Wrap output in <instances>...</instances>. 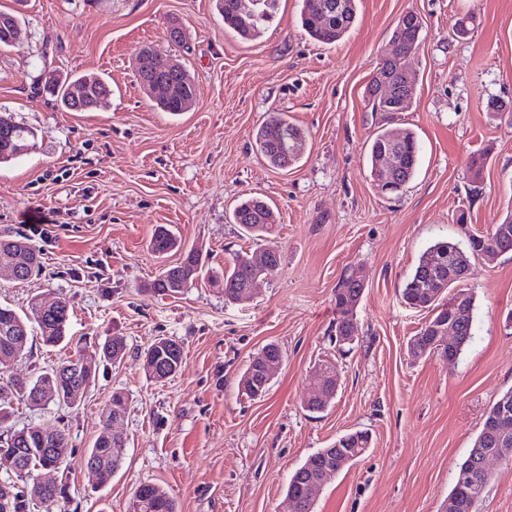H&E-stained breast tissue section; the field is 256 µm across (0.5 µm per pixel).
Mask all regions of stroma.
I'll use <instances>...</instances> for the list:
<instances>
[{
    "mask_svg": "<svg viewBox=\"0 0 512 512\" xmlns=\"http://www.w3.org/2000/svg\"><path fill=\"white\" fill-rule=\"evenodd\" d=\"M11 7L21 32L0 51V117L37 128L38 138L0 165V237L28 238L44 266L28 281L0 279V305L22 311L38 294L70 304L68 345L30 338L13 374L94 355L114 336L127 343L79 407L15 405L16 424L65 430L72 448L65 496L35 512H127L143 483L163 486L178 512H286L293 468L355 430L371 445L323 488L315 512H442L485 413L512 388V254L474 261L464 283L475 296L473 336L454 362L409 353L428 314L400 293L431 243L464 241L512 209V111L488 107L512 104V0H356L355 22L333 46L305 33L299 0H279L254 41L225 29L213 0H0ZM409 11L424 22L408 60L418 90L389 128L415 132L421 162L402 192L385 196L370 176L378 117L366 88ZM465 15L475 18L471 33L449 38ZM173 24L181 43L167 39ZM147 46L193 77L198 94L187 112L161 111L140 88ZM82 73L104 75L111 97L90 112L62 111L56 83ZM276 112L308 136L303 159L286 170L254 147L258 126ZM479 153L487 164L475 196L467 162ZM250 196L277 212L259 241L231 222ZM461 205L466 226L453 221ZM160 226L181 242L163 259L150 248ZM259 247L281 263L250 302L227 303L204 279L174 296L144 290L183 251L199 249L219 268ZM352 270L365 280L359 341L341 357L330 342L334 293ZM157 336L179 342L185 356L160 384L143 370ZM271 342L283 361L267 394L241 397L248 360ZM333 355L338 391L323 412H309L314 366ZM118 389L128 404L112 427L125 435L126 454L98 486L85 456ZM491 473L475 512H512V468Z\"/></svg>",
    "mask_w": 512,
    "mask_h": 512,
    "instance_id": "obj_1",
    "label": "stroma"
}]
</instances>
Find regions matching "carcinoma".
Returning a JSON list of instances; mask_svg holds the SVG:
<instances>
[{
  "label": "carcinoma",
  "instance_id": "carcinoma-1",
  "mask_svg": "<svg viewBox=\"0 0 512 512\" xmlns=\"http://www.w3.org/2000/svg\"><path fill=\"white\" fill-rule=\"evenodd\" d=\"M276 0H257L255 11L248 15H241L236 7V0H216V9L224 18V26L232 30L243 40H254L260 37L264 24L269 21L275 10ZM319 13L330 15V22L324 28H317L313 18ZM300 16L305 30L315 41L332 45L339 42L352 27L356 17V0H301ZM19 22L14 11L0 10V50L8 47L9 33L12 23ZM405 26L408 36L402 45V53L410 57L417 53L421 43L423 20L411 12L407 16ZM141 85L153 83H166L171 89L170 95L157 101V106L172 114L185 111L192 100L197 96V89L191 75L182 64L170 65L165 59H160L158 67L152 73L139 77ZM112 92L110 84L96 73L83 74L74 77L58 86L56 100L65 111L75 110L77 96L87 91ZM417 86L398 84L390 98L372 93L366 94L367 106L370 111L379 114L381 121L388 122V117L400 112H406L416 97ZM37 139V131L24 124H16L0 119V164L7 163L16 157L14 147L20 141L33 142ZM390 147V133L381 129L373 138L370 145V175H375L381 159L383 149ZM401 156V168L397 174L396 182L399 188H404L414 177L420 162V145L411 131L406 132L398 143ZM255 148L265 161L273 168H286L298 163L307 150L306 132L298 125L288 121V118L278 114L261 124L255 134ZM233 223L240 225L241 230L248 236L259 237L270 230L276 223V216L272 208L259 198H250L235 207L232 213ZM482 238L494 245L499 254L512 253V212L505 219L493 226ZM19 251L18 264L20 269L15 277L17 281H26L39 275L43 269L42 253L29 243V239L19 237L14 239ZM154 253L163 256L180 248V241L169 228L162 226L153 235L150 242ZM481 243L477 235L467 236L465 246L448 240L437 241L430 245L419 257L418 263L406 278L401 289L402 301L413 307L435 312L433 319H438L448 311L446 297L448 285L434 284V275L429 265V256L433 253H448L455 250L462 254V263L456 269L459 282H464L469 275L472 259L479 256ZM255 254L246 252L237 253L232 257L229 265L224 267V299L229 302H238L245 296L249 288V278L254 271ZM205 271V261L197 249L184 252L181 262L163 267L150 283L145 285V291L174 296L181 293L184 288L192 284L197 277ZM364 292V286L357 283L353 274H345L338 282L335 294V306L340 303H357ZM458 292L466 296L468 314L460 325L462 337L458 349H463L471 338L473 311L475 298L472 292L465 288ZM62 306L52 312H43L40 308V298L34 297L29 302L26 311L19 313L10 307L0 306V375L10 371L12 352L4 345L1 336L6 326L14 328L15 341L20 348H25L29 341L31 324H36L44 344L55 346L66 337V327L69 320V301L61 297ZM336 344L339 347L351 345L350 337L358 336V323L355 318L336 310ZM127 344L121 336H114L106 342L99 355V359L111 364L119 363L124 358ZM274 354L282 356L281 348L270 343L257 355L253 356L240 378L239 390L241 394L255 399L264 396L269 390V383L264 380L259 363L262 356ZM144 357L152 362V369L146 375L153 381L161 383L177 374L184 364L182 346L173 339L157 337L144 351ZM75 364V359L68 358L57 366L45 370L29 380L14 378L11 384L15 400L28 406H40L41 384L56 380L55 372L65 365ZM13 416L12 401H0V434L8 437L12 434L19 437L22 448H48L52 457L67 462L71 454L69 439L65 431L58 429L48 431L40 426L26 425L21 428L10 423ZM335 445L341 450L334 452L330 448H322L310 455L304 463L295 468L288 478L287 495H293L301 500L300 512H314L315 501H307L305 490L307 485L317 476L325 473L327 481H332L339 471L335 455L341 454L346 458L347 465L363 457L370 448V436L366 431L347 433L336 439ZM489 447L485 429H480L476 435L472 449L460 463L458 471L471 472L475 487L463 485L459 479H454L453 486L448 493V499L453 500L465 491H473L476 496H482L486 486L491 480V473L478 468L474 449ZM126 449V438L123 435L108 436L101 434L87 452L86 458L95 460L102 468L106 480L119 468ZM44 459L39 453H33L25 461L27 479L10 480L0 483V512H32L37 504H51L64 495L65 482L46 483L37 480L38 468L42 467ZM144 500L141 512H177L175 500L169 492L158 484L143 483L137 487Z\"/></svg>",
  "mask_w": 512,
  "mask_h": 512
}]
</instances>
